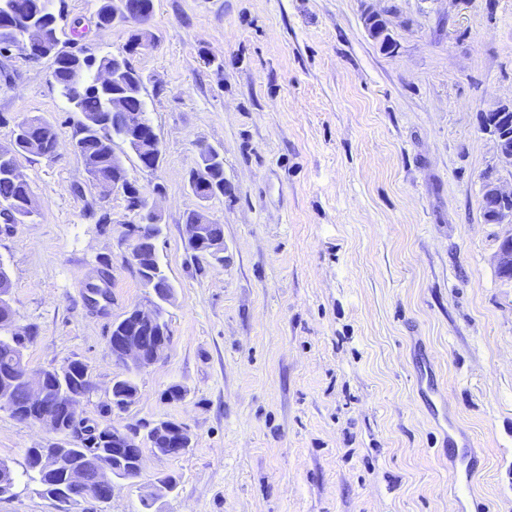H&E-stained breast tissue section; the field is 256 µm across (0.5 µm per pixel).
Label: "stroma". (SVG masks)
Segmentation results:
<instances>
[{
  "mask_svg": "<svg viewBox=\"0 0 512 512\" xmlns=\"http://www.w3.org/2000/svg\"><path fill=\"white\" fill-rule=\"evenodd\" d=\"M98 6L62 0L96 56L130 30L97 28ZM370 9L391 49L369 36ZM148 28L156 42L131 63L162 161L151 172L115 151L145 190L164 188L158 253L175 290L165 354L120 413L100 405L125 372L112 323L147 294L131 216L75 152L80 115L50 59L0 53V145L23 115L58 132L54 157L19 160L39 217L0 221L14 330H38L27 365L86 364L82 419L143 433L172 420L192 438L177 457L146 453L106 512L152 493L153 512H512V280L495 262L512 226L481 206L486 170L512 185L481 129L512 104V0H154ZM206 146L224 153V194L203 203L188 173ZM200 208L224 226L223 262L188 247ZM102 271L99 309L86 295ZM450 433L480 460L465 486ZM57 440L0 411L12 467Z\"/></svg>",
  "mask_w": 512,
  "mask_h": 512,
  "instance_id": "stroma-1",
  "label": "stroma"
}]
</instances>
